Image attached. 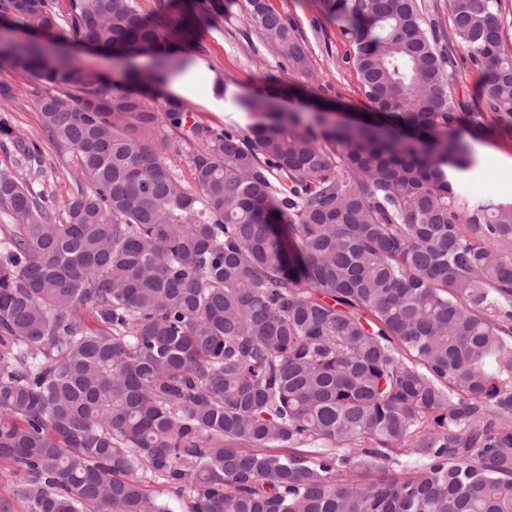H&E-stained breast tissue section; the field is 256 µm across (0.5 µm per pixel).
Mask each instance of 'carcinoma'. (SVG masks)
<instances>
[{
	"mask_svg": "<svg viewBox=\"0 0 512 512\" xmlns=\"http://www.w3.org/2000/svg\"><path fill=\"white\" fill-rule=\"evenodd\" d=\"M248 5L306 70L288 18ZM319 5L376 119L317 124L262 90L238 98L243 136L142 96L191 70V21L0 0V60L81 174L57 212L0 116L25 164L0 167V512H170L153 483L186 512H512V199L465 191L464 135L512 138L501 0H449L484 76L472 112L417 0ZM63 23L125 80L37 37ZM185 145L195 190L166 162Z\"/></svg>",
	"mask_w": 512,
	"mask_h": 512,
	"instance_id": "carcinoma-1",
	"label": "carcinoma"
}]
</instances>
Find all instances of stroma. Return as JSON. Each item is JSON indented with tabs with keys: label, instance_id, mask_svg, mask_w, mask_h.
Segmentation results:
<instances>
[{
	"label": "stroma",
	"instance_id": "1",
	"mask_svg": "<svg viewBox=\"0 0 512 512\" xmlns=\"http://www.w3.org/2000/svg\"><path fill=\"white\" fill-rule=\"evenodd\" d=\"M224 15L214 22L200 23L196 28L195 55L206 62L212 79H200L192 98L196 121L221 131L235 127L247 132L250 118L236 103L237 97L253 91L255 86L267 85L280 79L281 92L289 88L318 87L325 105L353 112L369 111L359 75L347 58L354 46L344 35L341 24L324 17L317 0H267L276 11L288 16L298 37L308 47L309 69L293 70L268 46L262 32L249 20L247 0H223ZM420 11L436 35L437 46L455 63L457 86L455 98L465 108L483 107L484 99L477 68L453 34L448 0H419ZM226 87L223 114H215L202 103L203 95L212 93L214 81ZM0 83L12 87L14 97L0 104L11 124L37 142L41 150L44 176L41 184L50 193L57 208H64L72 197L77 182L76 163L62 160L46 137L39 109L31 93L34 78L0 64ZM477 166L472 174L475 190L498 196L512 194V167L500 157H512V139H488L474 142Z\"/></svg>",
	"mask_w": 512,
	"mask_h": 512
}]
</instances>
